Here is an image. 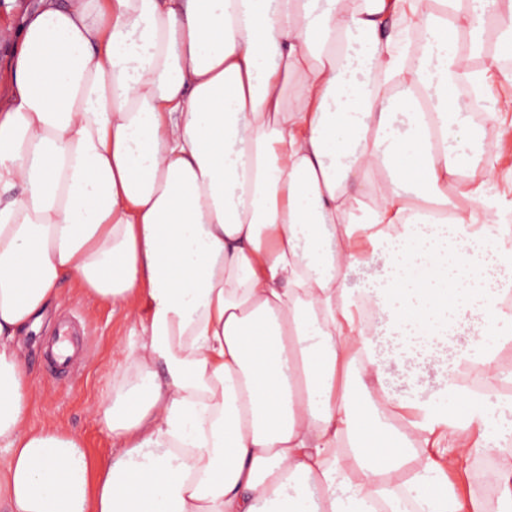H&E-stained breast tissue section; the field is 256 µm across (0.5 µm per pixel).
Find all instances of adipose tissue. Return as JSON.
Returning <instances> with one entry per match:
<instances>
[{
    "mask_svg": "<svg viewBox=\"0 0 512 512\" xmlns=\"http://www.w3.org/2000/svg\"><path fill=\"white\" fill-rule=\"evenodd\" d=\"M320 1L36 0L12 32L0 512H489L424 487L486 451L461 435L487 429L503 379L512 267L486 245L512 253L488 197L512 98L479 161L457 84L488 83L487 39L512 51V0ZM406 18L412 65L393 50ZM67 279L134 338L104 411L119 452L94 463L26 424L17 345ZM437 354L442 389L391 391L387 360Z\"/></svg>",
    "mask_w": 512,
    "mask_h": 512,
    "instance_id": "obj_1",
    "label": "adipose tissue"
}]
</instances>
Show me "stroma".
Wrapping results in <instances>:
<instances>
[{
    "label": "stroma",
    "mask_w": 512,
    "mask_h": 512,
    "mask_svg": "<svg viewBox=\"0 0 512 512\" xmlns=\"http://www.w3.org/2000/svg\"><path fill=\"white\" fill-rule=\"evenodd\" d=\"M62 323L72 326L76 347L71 372L57 377L47 370L46 357ZM129 341L130 323L123 312L87 296L78 283L64 281L57 305L39 332L29 333L23 343L21 364L34 393L29 426L53 425L79 435L93 459L116 455L112 432L95 408L111 398L112 365L120 360L117 346Z\"/></svg>",
    "instance_id": "obj_1"
}]
</instances>
